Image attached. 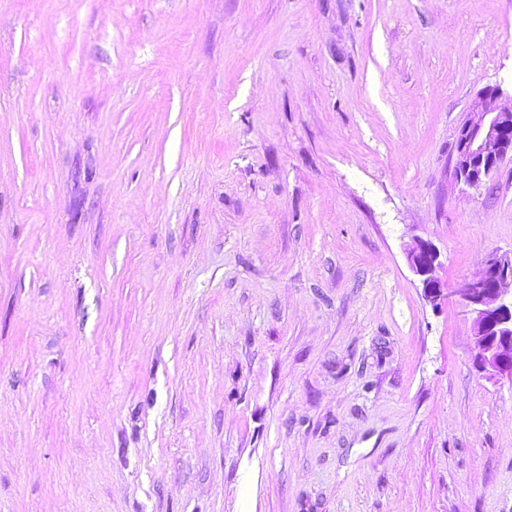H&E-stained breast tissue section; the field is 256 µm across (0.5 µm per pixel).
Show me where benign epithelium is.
Masks as SVG:
<instances>
[{
  "mask_svg": "<svg viewBox=\"0 0 512 512\" xmlns=\"http://www.w3.org/2000/svg\"><path fill=\"white\" fill-rule=\"evenodd\" d=\"M507 158L512 159V101L502 100L499 87L487 86L459 126L453 180L477 190ZM440 256L433 243L422 239L407 254L425 299L434 306L445 298L438 276ZM457 295L472 318L475 368L489 380L512 383V251L488 254Z\"/></svg>",
  "mask_w": 512,
  "mask_h": 512,
  "instance_id": "obj_1",
  "label": "benign epithelium"
}]
</instances>
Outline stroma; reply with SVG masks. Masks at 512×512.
<instances>
[{
	"label": "stroma",
	"mask_w": 512,
	"mask_h": 512,
	"mask_svg": "<svg viewBox=\"0 0 512 512\" xmlns=\"http://www.w3.org/2000/svg\"><path fill=\"white\" fill-rule=\"evenodd\" d=\"M512 0H0V512H512L459 288L512 248ZM507 158L512 159V96L505 103L500 88L488 86L477 94L459 126L453 180L478 190ZM440 256V251L432 242L422 239L407 254L409 267L418 277L425 299L433 306H437L445 298L438 276L442 265Z\"/></svg>",
	"instance_id": "1"
}]
</instances>
